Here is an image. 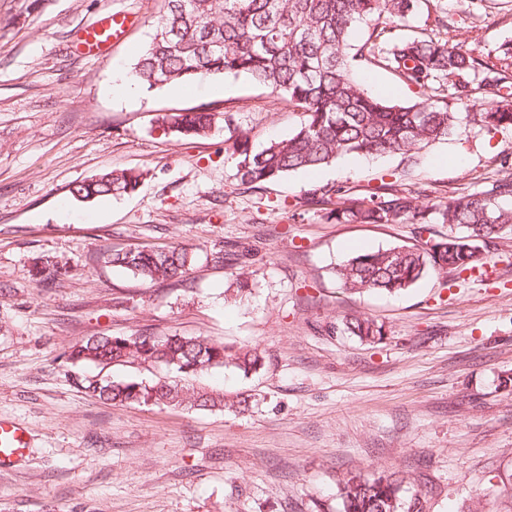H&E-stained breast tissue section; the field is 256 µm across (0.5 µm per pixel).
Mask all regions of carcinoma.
<instances>
[{
	"label": "carcinoma",
	"mask_w": 512,
	"mask_h": 512,
	"mask_svg": "<svg viewBox=\"0 0 512 512\" xmlns=\"http://www.w3.org/2000/svg\"><path fill=\"white\" fill-rule=\"evenodd\" d=\"M420 0H164L153 21L151 41L130 73L148 89L246 75L270 95L299 108L303 120L288 137L254 149L236 137L230 149L244 184L263 185L296 171L316 170L341 155L409 154L423 143L446 138L461 119L481 128L512 127V43L498 47L500 65L483 61L482 53L436 34L394 38L389 44L368 39L351 44L362 23L405 26ZM365 59L394 71L422 97L408 105L392 104L357 81L353 62ZM471 105L460 117L452 102ZM215 117L205 110L173 112L155 118L164 135H207ZM143 172H101L76 185L79 201L135 191ZM326 216L338 224H431L462 226L464 235L428 239L420 245L359 253L336 271L352 293L406 291L430 271L473 270L494 239L512 233V176L496 179L482 190L460 194L434 206L419 204L408 188L382 184L364 196L325 192ZM98 260L131 271L148 283L185 276L194 260L181 245L167 248H107ZM343 330L374 343L384 325L372 317L342 320ZM73 362L163 365L185 376L209 369L248 372L261 365L257 348L235 350L202 336H156L131 333L92 336L68 354ZM86 393L115 403L237 409L248 399L228 400L221 393L177 382L143 381L102 384L80 381ZM405 480L396 473L365 476L349 473L338 481L340 512H423L421 496L403 497Z\"/></svg>",
	"instance_id": "obj_1"
}]
</instances>
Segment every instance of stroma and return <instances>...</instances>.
<instances>
[{
  "instance_id": "35a3bbf8",
  "label": "stroma",
  "mask_w": 512,
  "mask_h": 512,
  "mask_svg": "<svg viewBox=\"0 0 512 512\" xmlns=\"http://www.w3.org/2000/svg\"><path fill=\"white\" fill-rule=\"evenodd\" d=\"M162 0H0V416L28 432L25 458L0 472V512H338L347 472H404L424 512H512V235L483 257L491 275L430 272L400 293L343 290L336 270L365 251L420 243L413 224H339L317 193L365 194L399 175L425 205L512 175V129L462 124L414 156H342L255 188L237 180L229 136L258 147L301 114L245 76L112 92L153 35ZM135 24L102 57L72 50L106 14ZM448 36L491 51L512 40V0L449 7ZM359 81L396 104L417 96L361 61ZM216 113L181 139L157 114ZM107 169H140L132 195L84 204L71 188ZM183 245L184 280L150 284L100 264L106 247ZM223 252V265L211 256ZM63 267L42 283L35 269ZM370 316L366 344L341 328ZM147 331L206 336L265 353L195 387L246 397L241 412L124 404L79 377L176 379L164 366L75 365L89 337ZM343 331L357 336L361 341L375 343L384 336V325L372 317L352 316L342 320Z\"/></svg>"
}]
</instances>
